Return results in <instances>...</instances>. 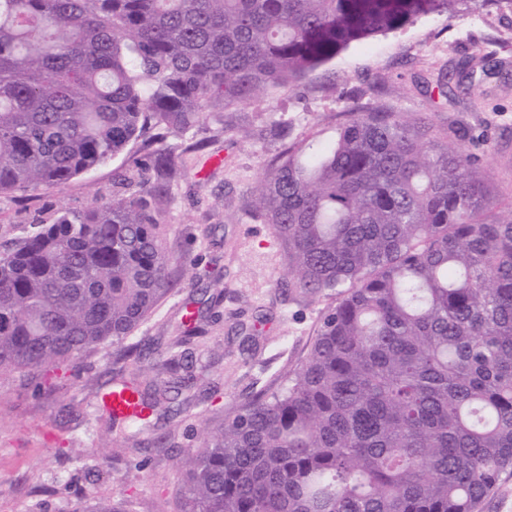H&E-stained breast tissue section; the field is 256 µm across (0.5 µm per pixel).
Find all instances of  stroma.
I'll return each instance as SVG.
<instances>
[{
	"mask_svg": "<svg viewBox=\"0 0 512 512\" xmlns=\"http://www.w3.org/2000/svg\"><path fill=\"white\" fill-rule=\"evenodd\" d=\"M484 54L493 66L478 63ZM380 105L428 117L437 136L453 144L466 132L490 171L496 211H512V10L491 0H471L452 19L429 14L352 43L299 81L227 105L169 138L186 161L158 217L174 258L173 285L131 339L144 344L173 335L185 308L200 310L208 319L207 381L219 391L176 417L171 446L147 459L130 450L107 414L87 408L112 384L111 347L86 353L76 372L61 371L67 388L57 395L39 390L30 376L0 375V512H74V497L62 489L70 480L124 499L129 512H178L184 451L254 394L280 387L336 302L285 290L287 253L251 207L256 188L282 150L329 141L350 112ZM271 127L284 129L286 138L262 137ZM127 167L120 154L66 185L0 196V246L35 222L110 199L115 173ZM185 260L196 264L197 279L184 272ZM219 292L224 303L213 322L211 297ZM48 487L54 495H45Z\"/></svg>",
	"mask_w": 512,
	"mask_h": 512,
	"instance_id": "35a3bbf8",
	"label": "stroma"
}]
</instances>
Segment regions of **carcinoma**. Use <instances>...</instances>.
<instances>
[{"mask_svg":"<svg viewBox=\"0 0 512 512\" xmlns=\"http://www.w3.org/2000/svg\"><path fill=\"white\" fill-rule=\"evenodd\" d=\"M465 0H0V194L59 187L142 139L112 198L0 249V372L49 376L112 346V384L150 418L198 406L207 365L168 337L143 382L124 343L171 288L155 212L166 145L211 110L297 81L352 43ZM401 112H352L328 146L288 149L255 211L285 287L336 304L284 387L190 448L180 512H474L512 470V214L481 158ZM77 512H127L80 488Z\"/></svg>","mask_w":512,"mask_h":512,"instance_id":"cac0c4a2","label":"carcinoma"}]
</instances>
